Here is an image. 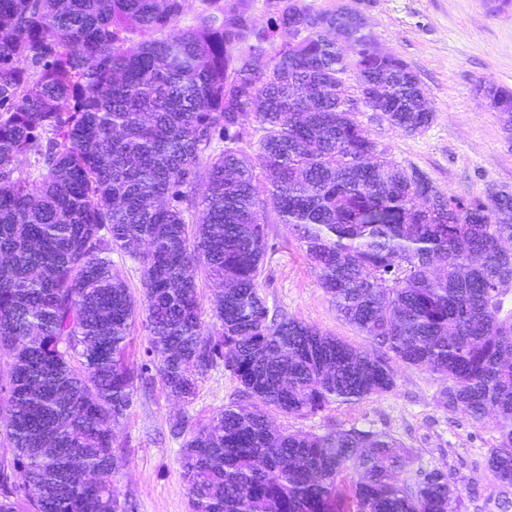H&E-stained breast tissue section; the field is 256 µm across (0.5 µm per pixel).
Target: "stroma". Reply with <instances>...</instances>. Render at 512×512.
<instances>
[{
    "instance_id": "stroma-1",
    "label": "stroma",
    "mask_w": 512,
    "mask_h": 512,
    "mask_svg": "<svg viewBox=\"0 0 512 512\" xmlns=\"http://www.w3.org/2000/svg\"><path fill=\"white\" fill-rule=\"evenodd\" d=\"M358 6L377 48L412 67L436 114L427 129L407 136L367 108L360 119L370 136L388 145L401 167L422 172L456 198L512 190V138L474 93L482 83L512 89V2L497 9L490 0H359ZM268 238L260 286L269 307L366 346L365 337L338 318L292 229L269 222ZM395 370L391 391L334 404L307 418L278 415L274 421L301 433L322 434L347 422L389 433L411 449L410 471L439 467L447 473L464 495L461 512H496L490 499L494 478L485 460L495 436L491 421L477 424L438 408L439 382L426 369L399 364ZM236 391V380L221 366L200 378L189 406L169 398L161 384L136 388L114 430L115 446L126 459L114 479L120 499L131 501L134 512H188L180 442L170 435L169 424L183 415L210 416Z\"/></svg>"
}]
</instances>
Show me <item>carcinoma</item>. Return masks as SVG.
<instances>
[{"mask_svg":"<svg viewBox=\"0 0 512 512\" xmlns=\"http://www.w3.org/2000/svg\"><path fill=\"white\" fill-rule=\"evenodd\" d=\"M183 2L0 0V512H131L112 485L125 466L113 428L135 391L136 304L115 252L140 266L168 396L192 404L221 362L239 384L207 421L170 423L189 512H461L443 469L399 478L411 450L386 432L273 424L388 392L398 363L436 376L444 411L494 414L486 463L512 512V190L414 201L411 173L347 111L343 75L405 134L434 109L401 57L362 42L345 62L331 35L365 24L347 4L281 0L263 24L204 0L177 30ZM281 30L300 40L261 66ZM135 33L153 38L126 48ZM490 89L512 136V91ZM23 156L36 178L15 175ZM270 213L367 346L270 310ZM202 279L228 285L211 336Z\"/></svg>","mask_w":512,"mask_h":512,"instance_id":"carcinoma-1","label":"carcinoma"}]
</instances>
